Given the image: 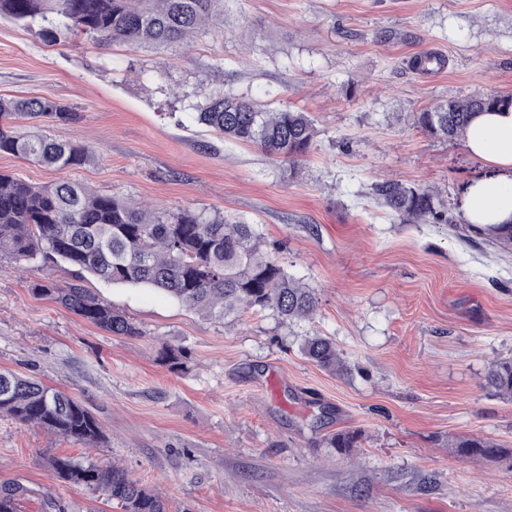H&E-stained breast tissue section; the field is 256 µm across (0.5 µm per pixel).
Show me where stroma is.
I'll return each mask as SVG.
<instances>
[{
    "mask_svg": "<svg viewBox=\"0 0 512 512\" xmlns=\"http://www.w3.org/2000/svg\"><path fill=\"white\" fill-rule=\"evenodd\" d=\"M39 29L0 20V97H48L74 119L20 118L17 134L79 141L92 159L67 176L95 192L247 219L319 306L309 321L251 310L227 325L87 277L141 329L127 338L33 294L66 281L59 267L22 280L0 260V369L66 392L106 431L85 445L0 416V487L23 486L18 512H117L50 477L51 455L115 464L169 512H512V402L487 384L491 361L512 356V253L450 228L484 164L413 121L437 102L512 95V0H224L223 29L175 47L52 45ZM424 53L444 68L416 70ZM219 86L312 116L297 169L196 122ZM383 180L438 191L449 223L395 221L373 196ZM314 334L347 372L307 359ZM166 346L182 372L159 361ZM352 432L356 447H329ZM472 436L501 454L453 451Z\"/></svg>",
    "mask_w": 512,
    "mask_h": 512,
    "instance_id": "35a3bbf8",
    "label": "stroma"
}]
</instances>
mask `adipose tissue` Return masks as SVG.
I'll use <instances>...</instances> for the list:
<instances>
[{"label":"adipose tissue","instance_id":"adipose-tissue-1","mask_svg":"<svg viewBox=\"0 0 512 512\" xmlns=\"http://www.w3.org/2000/svg\"><path fill=\"white\" fill-rule=\"evenodd\" d=\"M466 147L484 160L486 171L464 188L465 222L512 223V108L477 114L467 130Z\"/></svg>","mask_w":512,"mask_h":512}]
</instances>
